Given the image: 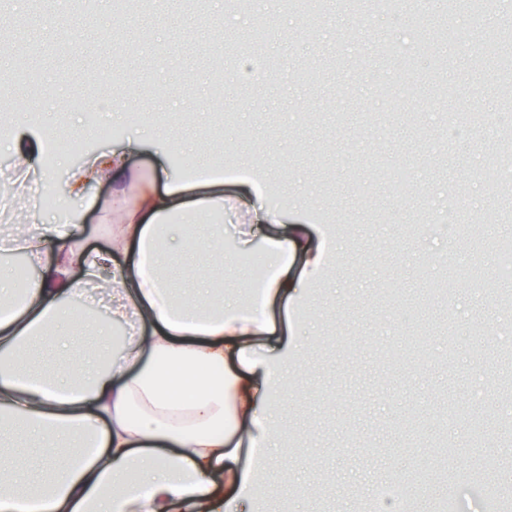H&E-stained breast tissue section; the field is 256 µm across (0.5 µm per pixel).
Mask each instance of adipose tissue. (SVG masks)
<instances>
[{
  "label": "adipose tissue",
  "mask_w": 512,
  "mask_h": 512,
  "mask_svg": "<svg viewBox=\"0 0 512 512\" xmlns=\"http://www.w3.org/2000/svg\"><path fill=\"white\" fill-rule=\"evenodd\" d=\"M148 141L137 132L123 149L57 170L67 199L107 178L125 185L127 154ZM242 184L249 220L229 257L259 241L272 268L244 306L178 302L163 275L168 250L223 238L220 225L190 222L198 211L223 208L216 180L160 171L127 200L108 256L86 251L66 217L22 230L31 264L43 266L53 249L60 257L22 289L0 276V442L12 445L0 450V512H255L253 487L276 436L289 349L283 341L263 353L253 345L271 330L267 304L278 298L295 308L334 242H306L304 225L288 223L264 185L249 175ZM299 247L309 275L292 280L288 256ZM94 289L110 295L123 336L99 364L28 373L30 339L53 330L64 345L63 327L95 320Z\"/></svg>",
  "instance_id": "1"
}]
</instances>
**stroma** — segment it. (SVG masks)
I'll return each mask as SVG.
<instances>
[{
  "label": "stroma",
  "instance_id": "stroma-1",
  "mask_svg": "<svg viewBox=\"0 0 512 512\" xmlns=\"http://www.w3.org/2000/svg\"><path fill=\"white\" fill-rule=\"evenodd\" d=\"M80 2L49 16L29 0H8L14 39L36 69L15 87L14 58L0 47V81L13 85L9 103L22 109L24 124L48 142L70 124L71 148L59 161L71 168L90 151L123 147L141 114L184 142L178 154L153 146L131 154L123 190L95 184L72 204L86 247L107 250L124 198L158 168L181 176L180 156L202 163L219 156L232 168L224 179L225 239L247 222L237 201L250 173L287 195L289 222L336 242L304 316L290 323L272 309L277 334L295 351L278 399L281 435L266 467L262 512H374L388 485L407 490L425 512L442 501L448 512H486L487 485L512 495V459L498 451L512 439V401L496 397L512 380V300L467 274L473 255L486 277L500 274L497 242L512 229V178L491 186L481 172L490 157H512V148L505 133L482 125L448 135L460 97H479L494 112L512 99V76L473 62L491 24H462L459 43L442 48V70L415 41L441 15L442 0H408L395 11L374 0L354 8L325 0L312 21L283 0H264L270 36L256 50L241 42L253 19L226 0H204L194 11L158 0L152 11L123 16L113 15L112 0L89 9ZM219 66L238 76L220 100ZM264 66L268 74L252 79ZM104 70L135 73L133 93L102 86ZM392 79L414 84V95L392 102L383 91ZM88 90L101 123L122 126L123 135L96 136L78 103ZM123 95L129 106L113 118L108 105ZM410 163L408 194L389 192V177ZM47 169L34 156L19 181L0 155V220L20 213L53 220L36 206L39 189L55 186ZM444 220L483 225L485 235L470 246L446 236ZM443 267L448 296L438 307L430 289ZM384 288L403 289L407 303L382 300ZM440 321L450 335L434 333ZM424 333L431 356L418 359L410 347ZM476 342L485 347L479 361L471 356ZM439 435L448 452L437 458Z\"/></svg>",
  "mask_w": 512,
  "mask_h": 512
}]
</instances>
